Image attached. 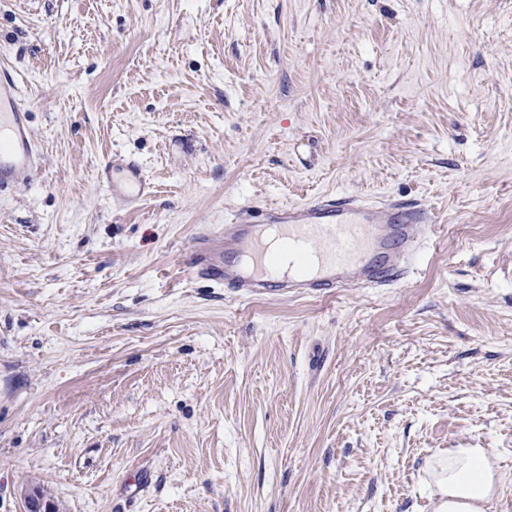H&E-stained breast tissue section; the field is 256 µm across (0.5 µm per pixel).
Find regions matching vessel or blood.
Wrapping results in <instances>:
<instances>
[{"label": "vessel or blood", "instance_id": "obj_1", "mask_svg": "<svg viewBox=\"0 0 512 512\" xmlns=\"http://www.w3.org/2000/svg\"><path fill=\"white\" fill-rule=\"evenodd\" d=\"M40 161L17 85L0 72V188L27 185ZM99 177L115 201L151 195L135 162L104 163ZM428 208L393 201L322 198L243 210L224 225L203 226L189 260L199 277L249 298L304 297L348 286L382 285L408 271Z\"/></svg>", "mask_w": 512, "mask_h": 512}]
</instances>
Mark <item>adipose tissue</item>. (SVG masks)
I'll return each mask as SVG.
<instances>
[{
  "label": "adipose tissue",
  "mask_w": 512,
  "mask_h": 512,
  "mask_svg": "<svg viewBox=\"0 0 512 512\" xmlns=\"http://www.w3.org/2000/svg\"><path fill=\"white\" fill-rule=\"evenodd\" d=\"M426 472L433 512H488L501 482L485 448L461 446L434 455L426 462Z\"/></svg>",
  "instance_id": "ef3b65f1"
}]
</instances>
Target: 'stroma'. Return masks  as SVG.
<instances>
[{"mask_svg": "<svg viewBox=\"0 0 512 512\" xmlns=\"http://www.w3.org/2000/svg\"><path fill=\"white\" fill-rule=\"evenodd\" d=\"M0 63L42 154L0 192V512H433L463 443L512 512V0H0ZM322 196L427 207L413 272L189 274L199 226ZM101 182L112 195V199L121 203H130L144 196L151 195L154 187L146 178L142 167L136 162H129L116 167L108 160L98 170ZM25 512H58L56 504L35 486H29L23 494Z\"/></svg>", "mask_w": 512, "mask_h": 512, "instance_id": "1", "label": "stroma"}]
</instances>
